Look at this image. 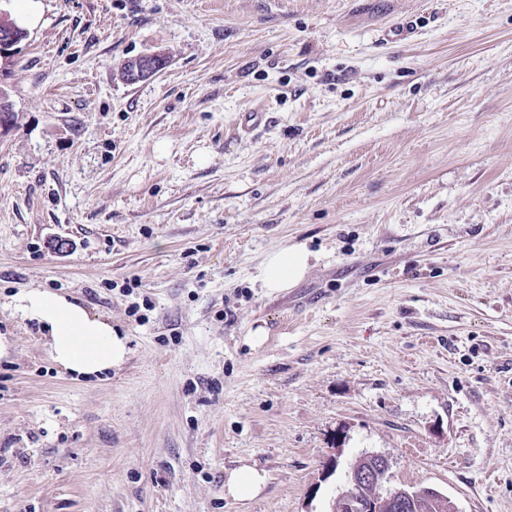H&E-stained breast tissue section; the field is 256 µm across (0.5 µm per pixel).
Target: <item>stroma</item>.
Returning a JSON list of instances; mask_svg holds the SVG:
<instances>
[{"label": "stroma", "instance_id": "obj_1", "mask_svg": "<svg viewBox=\"0 0 512 512\" xmlns=\"http://www.w3.org/2000/svg\"><path fill=\"white\" fill-rule=\"evenodd\" d=\"M42 5L0 62V512H332L368 452L512 512V0ZM25 288L110 318L126 363L64 371ZM164 63V57L159 53L145 54L127 64L123 77L129 83H137L153 76ZM310 252L304 246H290L269 254L260 280L269 292H281L302 280L310 268ZM265 485V476L258 470L243 466L226 473L224 490L240 500L251 499L259 495Z\"/></svg>", "mask_w": 512, "mask_h": 512}]
</instances>
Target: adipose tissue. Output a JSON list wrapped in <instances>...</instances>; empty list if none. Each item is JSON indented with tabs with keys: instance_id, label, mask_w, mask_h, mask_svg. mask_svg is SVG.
Returning a JSON list of instances; mask_svg holds the SVG:
<instances>
[{
	"instance_id": "1",
	"label": "adipose tissue",
	"mask_w": 512,
	"mask_h": 512,
	"mask_svg": "<svg viewBox=\"0 0 512 512\" xmlns=\"http://www.w3.org/2000/svg\"><path fill=\"white\" fill-rule=\"evenodd\" d=\"M309 260L302 246L269 254L260 274L263 288L281 292L293 287L307 274ZM13 307L21 319L36 323L53 361L70 373L88 377L117 369L130 354L127 336L78 299L31 288L14 296Z\"/></svg>"
}]
</instances>
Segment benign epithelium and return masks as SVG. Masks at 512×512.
<instances>
[{
  "mask_svg": "<svg viewBox=\"0 0 512 512\" xmlns=\"http://www.w3.org/2000/svg\"><path fill=\"white\" fill-rule=\"evenodd\" d=\"M28 32L9 16L0 14V59L9 60L17 51L18 43L27 38ZM164 57L149 53L129 62L124 70V79L137 83L153 76L164 66ZM363 468H352L347 472L348 483L354 488L367 484L376 487L373 495L348 494L339 499L338 512H403L408 503L419 497V493L403 486L389 485V462L378 454L365 456Z\"/></svg>",
  "mask_w": 512,
  "mask_h": 512,
  "instance_id": "benign-epithelium-1",
  "label": "benign epithelium"
}]
</instances>
